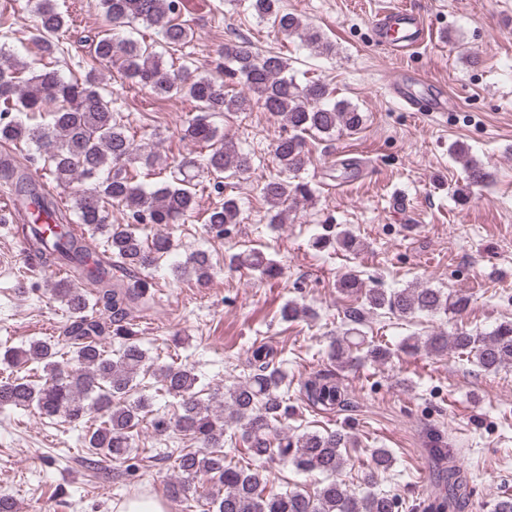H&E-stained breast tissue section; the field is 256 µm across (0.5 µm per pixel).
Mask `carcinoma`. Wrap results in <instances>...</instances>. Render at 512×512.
<instances>
[{
  "label": "carcinoma",
  "mask_w": 512,
  "mask_h": 512,
  "mask_svg": "<svg viewBox=\"0 0 512 512\" xmlns=\"http://www.w3.org/2000/svg\"><path fill=\"white\" fill-rule=\"evenodd\" d=\"M94 5L105 14L112 29L141 23L153 29L173 51L194 38L191 26L178 20L183 0H94ZM243 6L259 19L272 20L283 36L298 37L315 54L334 53V45L319 30L282 10L280 0H243ZM27 7L38 52L54 55L69 29L66 15L59 11L56 0H27ZM90 52L95 62L117 69L121 78L156 95L178 96L194 104L196 114L186 119L182 135L211 147L202 168L213 176V189L219 194L224 187L222 174L246 173L252 161L219 133L210 117L221 112H248L256 103L270 117L285 121L291 133L274 147L280 175L265 180L261 188L268 204L267 223L273 229L285 223L287 203L313 196L308 183L291 181L309 161L304 135L316 132L330 136L341 128L354 132L364 122L357 107L344 100L331 101L323 81L298 84L288 74V58L277 52L258 57L247 45L226 46L224 72L218 76L200 74L187 66L168 69L162 55L133 37L97 36L91 39ZM226 76L237 80L243 91L225 92ZM112 104L113 100L100 91L95 69L81 80L66 78L52 66L33 69L0 47V143L24 142L43 152L56 185L68 192L78 223L84 225V232L77 233L57 196L44 191L9 160L0 162V175L15 196L14 237L43 265L60 264L68 273L67 281L52 288V296L68 312L61 339L36 340L25 348L0 350V363L9 368L28 361L43 364L44 382L1 377L0 408L34 407L42 415H61L72 423L97 413L104 421L87 432L86 447L91 454L124 463L127 471L134 472L141 458L133 448L131 431L149 402L140 398L127 404L125 398L138 386L137 377L150 366L128 313L131 305L144 297L150 283L143 280L132 286L117 271L150 268L169 255L174 244L167 235L156 234L145 241L127 225L111 223L112 208L121 209L133 224L181 223L196 210V183L190 171L197 168V161H183L174 175L152 187L137 182L128 166L138 162L153 168L160 156L136 146ZM35 114L47 116L48 121L36 127L27 124L25 118ZM465 170L470 185L482 184L490 177L473 159ZM240 215L238 200L226 195L207 211L205 224L209 232L222 237L240 223ZM87 232L104 237L111 259L89 250ZM312 246L354 254L360 241L351 231L343 230L331 238L316 236ZM236 262L266 279L282 275L280 264L258 249L237 255ZM211 269L209 255L198 251L173 272L178 277L193 276L203 286L210 280ZM338 288L361 301L360 308L347 314L346 329L332 345V358L342 370L368 360L384 363L391 356L389 348L367 340L360 329L365 314L385 310L404 319L421 314L446 317L463 312L469 305L468 296L439 288L413 284L389 291L367 288L355 273L344 275ZM280 315L285 321H294L311 315V310L290 301ZM114 340L118 349L112 355L106 345ZM421 347L438 356L453 350L470 358L480 370L497 372L512 366V322L501 323L488 333L439 331L423 340L409 336L401 345L406 352ZM65 348L76 368L64 376L58 357ZM249 366L247 378L225 387L224 403L216 409L199 397L198 377L192 369L173 365L158 368L162 389L181 399L182 413L174 421L155 414L150 421L153 432L165 436L174 428L198 443V448L182 450L175 457L178 476L166 483L164 497L174 503L187 500L197 494L195 479L210 475L224 485V495L205 498L206 512H395V496L370 490L358 496L336 479L344 464L342 449L350 443L348 435L306 432L292 439L288 433L277 431V423L288 416L281 392L285 373L263 346L251 351ZM304 389L308 402L323 411H333L344 401L332 374L314 376L305 382ZM233 426L242 430L249 454L261 457L274 452L300 470L324 476L316 494L297 489L268 493L259 470L226 460L225 435ZM392 461L388 449H374L367 484H372L375 473L390 469ZM438 482L445 494L427 504L430 512H463L468 508L469 493L463 490L457 469L439 471Z\"/></svg>",
  "instance_id": "cac0c4a2"
}]
</instances>
